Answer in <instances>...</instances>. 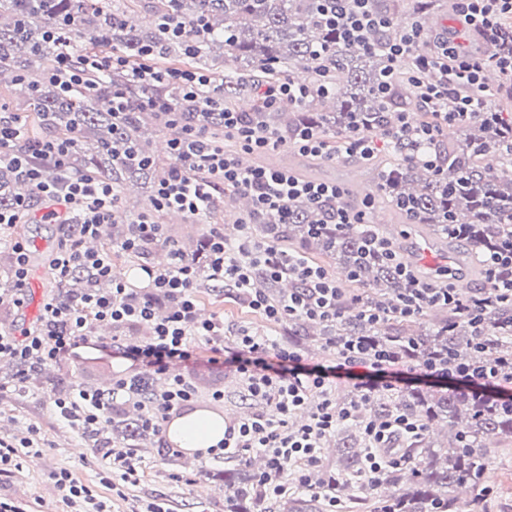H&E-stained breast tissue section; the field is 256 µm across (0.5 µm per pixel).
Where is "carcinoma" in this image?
I'll list each match as a JSON object with an SVG mask.
<instances>
[{"instance_id": "carcinoma-1", "label": "carcinoma", "mask_w": 512, "mask_h": 512, "mask_svg": "<svg viewBox=\"0 0 512 512\" xmlns=\"http://www.w3.org/2000/svg\"><path fill=\"white\" fill-rule=\"evenodd\" d=\"M370 2L388 19L402 11L423 28L437 8V0ZM173 11L186 25L200 15L206 19L208 33L197 40L189 56L182 43L163 41L157 25L147 30L129 26L126 11L112 0H0V79L20 87L39 127L59 138L78 136L70 159L73 170L88 169L120 191L131 181L155 188L168 167L151 149L144 128L149 124L164 128L166 123L162 114L144 103L157 97L177 103L179 96L170 87L136 82L127 71L99 78L94 94H58L44 81V73L65 38L50 42L45 33L66 14L81 19L83 32L92 36V50L123 48L135 57L143 46L162 41L164 57L172 61L188 57L214 75L207 61L214 49H223L243 62L241 69L222 75L227 102L245 94L256 81L289 80L296 69L306 73L308 84L329 86V94L316 93L301 106L258 114L264 126L288 141L305 127L337 144L353 133L374 135L391 126L400 110L414 108L407 72L396 69L384 77L383 55L339 39L336 29L327 25L319 0H156L152 5L156 19ZM385 79L391 89L384 97L379 84ZM114 88L125 90L129 99V110L116 127L106 104ZM454 129L456 138L448 143L438 139L412 152L391 146L396 162L375 165L378 198L388 202L400 219L424 226L437 249L451 253L460 265L482 277L483 268L471 265V256L512 245V151L506 148L512 142V118L494 111ZM127 154L150 165L119 163ZM428 154L437 158V166L422 163ZM18 183L9 169H0V206L12 203ZM322 220L320 210L298 200L290 205L288 223L260 224L258 231L293 250L336 259L353 276L357 295L365 303L390 306L406 283L393 263L367 253L363 243L365 233L381 234L380 225L340 232L322 224L319 233H310L309 226ZM434 313L431 322L416 329L399 317L370 324L360 314L350 313L323 334L333 333L343 342L360 341L372 351H387L399 364L416 362L423 367L450 356L471 364L512 357L511 305L488 306L478 330L460 313L439 309ZM475 336L486 339L487 349L473 345ZM365 407L373 416L401 412L418 421L425 432L439 425L448 431V448H435L423 438L407 447L405 466L388 469L377 486H362L367 498L380 485L389 489L379 500L378 512H468L482 500L492 438L512 436V400L502 401L497 392L478 397L446 386L395 394L379 391ZM110 427L120 429L127 441L141 436L139 417L123 409L111 411ZM362 444L356 428L342 429L337 443L342 471L316 477L325 494L342 492L348 477L359 472ZM264 505L256 474L245 468L224 470V512H260Z\"/></svg>"}]
</instances>
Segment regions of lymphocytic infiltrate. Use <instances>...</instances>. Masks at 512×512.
Here are the masks:
<instances>
[{"label":"lymphocytic infiltrate","mask_w":512,"mask_h":512,"mask_svg":"<svg viewBox=\"0 0 512 512\" xmlns=\"http://www.w3.org/2000/svg\"><path fill=\"white\" fill-rule=\"evenodd\" d=\"M457 12L465 24L481 36L491 51L480 57L465 52L455 39L441 35L436 51L424 48L422 30L406 24L403 35L394 41L376 43L390 67L404 68L409 84L423 111L438 117V124L416 126L400 118L386 131L392 142L412 145L435 141L445 127L468 121L487 110L492 92L483 82V72L495 65L512 86V42L502 21L512 16V0H458ZM328 23L334 24L343 41L362 40L366 32L388 27V20L367 6V0H328ZM155 46L141 49L138 65L114 52L86 53L80 56L65 51L53 60L46 77L62 92L89 90L90 77L116 70H130L134 80L143 83L168 82L177 85L193 110L185 112L172 102L154 101L155 109L168 118L178 134L168 142L170 163L155 187L156 211L178 210L192 216L208 212L216 203L220 187L249 195L253 210L240 220V233L228 238L220 226L207 232L205 248L208 267L199 271L194 260L178 248H170L163 267L142 265L148 291L130 288L112 276V254L83 249L84 239L97 236L101 225L109 223L118 209L119 196L112 183L96 175L72 172L69 157L74 139L49 138L27 142L25 124L18 113H0V167L9 166L36 196L63 201L67 223L75 231L62 239L50 255L48 266L56 283H64L75 273H83L86 286L78 295L64 298L54 294L40 309L35 329L21 333L0 330V359L16 367L15 382L25 386L34 364L70 359L79 343L94 337L97 324L116 327L147 324L152 328L149 341L120 342L118 337L97 339L100 347L111 350L146 372L168 374L166 387L142 405L144 429H158L161 420L191 402L194 386L174 364L219 366L234 372L241 380L254 411L248 412L224 432L218 447L209 449L211 459H233L257 452L265 465L257 475L264 498L273 499L285 491V477L306 488H313L320 450L336 434L337 426L356 421L368 452L363 475L376 484L387 468L399 466L401 456L383 457L382 449H392L404 438L419 436L420 426L402 413L360 418L358 402L339 403L336 386L351 383L361 389H395L412 385L411 375L385 353L363 346L342 343L328 336L324 345L329 359L308 361L298 345L255 332L246 327L226 328L223 320L199 316L197 290L204 281L224 284L236 299L260 312L274 324L299 320L327 324L345 314L362 312L377 323L386 313L378 309L361 310L357 298L345 296L327 270L312 265L298 251L261 238L253 233L256 224H284L289 207L302 199L328 208V221L338 230L364 224L365 211H354L343 203L341 187L307 181L284 169L241 167L237 159L214 143L208 128L211 117H219L224 132L246 153H263L282 146L281 138L267 131L251 112L219 111L214 101L222 88L203 70L158 69L154 64ZM162 225L142 218L130 222L118 241L123 252L141 258L146 246L165 243ZM14 264L9 275L11 286L0 293V302L15 308L27 300L30 252L26 243L12 241ZM397 270L408 285L399 295L391 313L410 319L424 310L444 306L468 313L473 326H480L487 299L476 297L463 303L452 289L433 287L418 278L406 265ZM301 282V289L274 296L256 287L258 279ZM210 347V356H201L200 344ZM499 375L497 364L449 363L444 371L425 369L422 380L437 377L453 386L479 392L492 390ZM133 381L120 378L110 393L81 387L55 402L58 416L96 447L102 448L104 461L101 479L108 484L135 482L140 460L128 450H113L109 435V413L113 394L133 390ZM52 479L62 500L81 512H111L108 502L90 486L77 482L71 472L60 469Z\"/></svg>","instance_id":"1"}]
</instances>
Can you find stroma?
<instances>
[{"mask_svg": "<svg viewBox=\"0 0 512 512\" xmlns=\"http://www.w3.org/2000/svg\"><path fill=\"white\" fill-rule=\"evenodd\" d=\"M265 165L312 167V180L348 185L352 171L369 176L368 165H355L345 157L313 159L295 153L287 147L260 156ZM51 202L33 199L28 217L17 225L15 236L29 241H43V250L33 251L30 257L29 303L24 313L14 312L9 306L0 307V327L6 329L31 327L39 307L47 293L56 290L47 257L59 240L70 234L71 226L47 223L45 212L53 210ZM245 209L244 204L211 212L205 219L188 217L179 213L156 214L157 223L163 224L169 237H181L184 248L198 251L204 243L208 225L220 224L226 236L237 233V220ZM393 238L402 258H414V266L427 278H435L437 271L447 268L439 255L413 257L412 252L424 236L413 224H396ZM450 269V268H447ZM451 282L466 286L475 292L483 287V280L473 278L460 268L450 269ZM199 308L207 316L223 319L226 327L247 326L277 337L291 338L293 327L276 325L262 315L228 296L222 287L203 288L198 292ZM114 359L109 352L101 351L94 356H76L69 361L46 365L38 383L18 390L12 384V366H0V436L25 435L28 426L41 431L44 446L35 456L26 458L21 471L9 479L0 481V494L29 505L31 512H70L50 478L52 471L65 468L73 477L97 491L108 500L112 512H143L152 501L165 502L168 512H224V483L204 478V471L223 470L220 461L196 459L184 456L175 461L164 460L161 450L168 442L163 432L145 431L137 442L136 453L141 459L140 480L128 484L122 490L112 489L100 480L98 456L90 444L82 442L76 429L59 419L53 410V400L60 394L57 378H64L68 389L78 386L105 387L111 385L116 372ZM196 387L195 405L209 407L214 404L212 393L220 389L224 400L220 407L227 422H236L240 416L252 410L251 400L245 399L239 377L228 370L211 369L206 365L184 368ZM492 462L485 474V484L490 493L482 504L481 512H512V439L496 438L492 441Z\"/></svg>", "mask_w": 512, "mask_h": 512, "instance_id": "obj_1", "label": "stroma"}]
</instances>
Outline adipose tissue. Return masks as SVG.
Segmentation results:
<instances>
[{
  "label": "adipose tissue",
  "mask_w": 512,
  "mask_h": 512,
  "mask_svg": "<svg viewBox=\"0 0 512 512\" xmlns=\"http://www.w3.org/2000/svg\"><path fill=\"white\" fill-rule=\"evenodd\" d=\"M225 427L223 411L194 408L173 415L165 426V435L176 448L203 453L223 441Z\"/></svg>",
  "instance_id": "1"
}]
</instances>
